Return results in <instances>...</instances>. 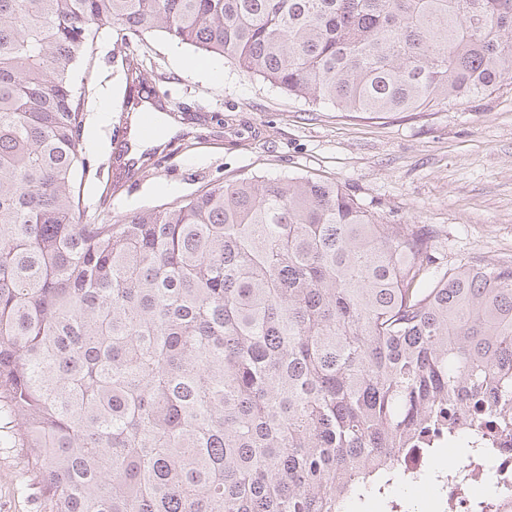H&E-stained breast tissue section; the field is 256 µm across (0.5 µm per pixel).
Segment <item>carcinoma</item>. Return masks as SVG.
<instances>
[{"mask_svg":"<svg viewBox=\"0 0 512 512\" xmlns=\"http://www.w3.org/2000/svg\"><path fill=\"white\" fill-rule=\"evenodd\" d=\"M96 25L371 119L512 84V0H0V422L47 512H344L451 416L512 423V266L427 224L308 174L80 221Z\"/></svg>","mask_w":512,"mask_h":512,"instance_id":"cac0c4a2","label":"carcinoma"}]
</instances>
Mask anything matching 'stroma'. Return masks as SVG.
<instances>
[{"label": "stroma", "instance_id": "1", "mask_svg": "<svg viewBox=\"0 0 512 512\" xmlns=\"http://www.w3.org/2000/svg\"><path fill=\"white\" fill-rule=\"evenodd\" d=\"M127 54L142 60L165 106L195 135H170V150L117 188L112 131ZM196 57L219 66L221 78L188 69ZM70 80L85 93L80 195L87 215L114 224L130 211L185 201L220 182L311 174L355 193L385 223L432 225L449 265L512 264V85L437 112L359 118L290 95L164 32L121 44L106 25ZM0 512H43L24 454L2 440Z\"/></svg>", "mask_w": 512, "mask_h": 512}]
</instances>
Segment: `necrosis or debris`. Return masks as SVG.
<instances>
[{"mask_svg":"<svg viewBox=\"0 0 512 512\" xmlns=\"http://www.w3.org/2000/svg\"><path fill=\"white\" fill-rule=\"evenodd\" d=\"M460 429V435L437 436L428 449L417 448L402 457V479L430 488L424 512H512V427L471 417ZM435 448L460 449L450 471L435 468Z\"/></svg>","mask_w":512,"mask_h":512,"instance_id":"1","label":"necrosis or debris"}]
</instances>
